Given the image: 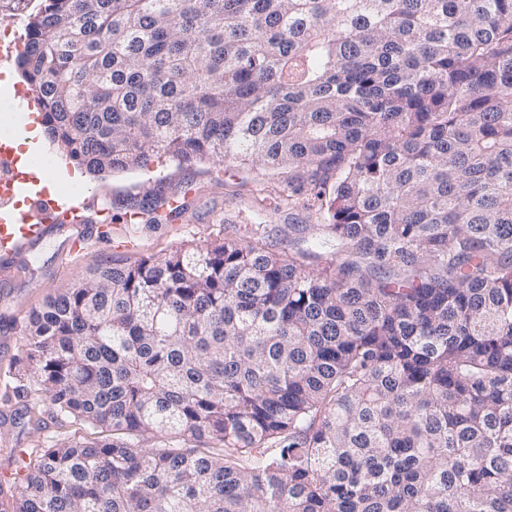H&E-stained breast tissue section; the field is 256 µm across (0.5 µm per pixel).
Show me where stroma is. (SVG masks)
Returning <instances> with one entry per match:
<instances>
[{"instance_id": "stroma-1", "label": "stroma", "mask_w": 512, "mask_h": 512, "mask_svg": "<svg viewBox=\"0 0 512 512\" xmlns=\"http://www.w3.org/2000/svg\"><path fill=\"white\" fill-rule=\"evenodd\" d=\"M84 182V198L95 207L82 216L100 228L99 238L71 253L63 251L61 238L47 239L27 254L17 274L0 279V512H13L16 474L27 452L74 433L33 381L12 375L22 356V330L33 310L79 274L115 258L162 256L227 237L259 238L269 249L284 252L297 235V225L322 221L319 212L290 197L287 174L258 168L167 160L147 171L103 180L88 175ZM150 197H174L185 206L158 224L146 217L126 223L130 207ZM32 405L41 414L42 427H34L25 415Z\"/></svg>"}]
</instances>
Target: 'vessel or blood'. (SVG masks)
<instances>
[{
	"mask_svg": "<svg viewBox=\"0 0 512 512\" xmlns=\"http://www.w3.org/2000/svg\"><path fill=\"white\" fill-rule=\"evenodd\" d=\"M11 130L0 131V278L12 276L17 257L34 241L60 231L72 218L49 193L28 195L33 178L21 174L10 141Z\"/></svg>",
	"mask_w": 512,
	"mask_h": 512,
	"instance_id": "1",
	"label": "vessel or blood"
}]
</instances>
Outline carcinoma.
I'll return each mask as SVG.
<instances>
[{
  "label": "carcinoma",
  "mask_w": 512,
  "mask_h": 512,
  "mask_svg": "<svg viewBox=\"0 0 512 512\" xmlns=\"http://www.w3.org/2000/svg\"><path fill=\"white\" fill-rule=\"evenodd\" d=\"M24 31L70 159L286 170L327 261L226 238L48 299L20 371L100 435L32 449L14 512H512V0H42Z\"/></svg>",
  "instance_id": "cac0c4a2"
}]
</instances>
